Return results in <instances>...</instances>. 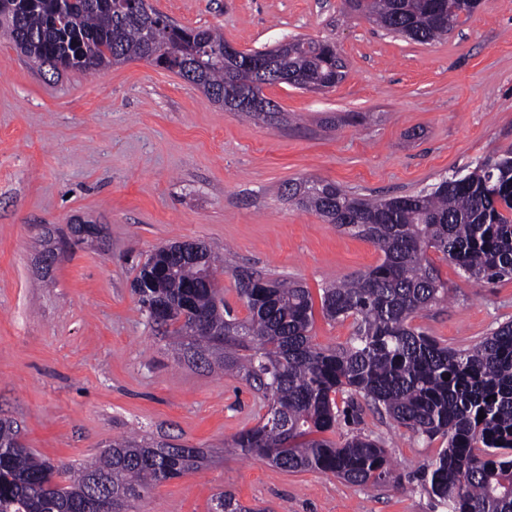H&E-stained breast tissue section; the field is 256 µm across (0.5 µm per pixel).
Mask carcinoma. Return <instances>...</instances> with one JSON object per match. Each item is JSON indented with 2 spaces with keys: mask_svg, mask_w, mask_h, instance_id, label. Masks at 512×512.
<instances>
[{
  "mask_svg": "<svg viewBox=\"0 0 512 512\" xmlns=\"http://www.w3.org/2000/svg\"><path fill=\"white\" fill-rule=\"evenodd\" d=\"M57 0L27 3L3 14V31L26 61L59 76L133 60L150 61L168 45L187 51L164 68L203 90L230 112L268 117L279 108L226 105L229 92L246 99L266 85L320 82L333 87L345 63L333 44L298 37L258 68V51L224 59V35L186 27L141 0H75L56 13ZM481 0H354L349 8L389 33L421 44L438 42L448 28L441 12L466 22ZM288 200L362 237L382 253L374 268L322 289L330 321L353 320L346 343L313 341L314 302L297 282L234 271L236 293L248 316L240 320L218 285V259L176 254L163 247L150 258L163 270L161 287L138 301L152 317L162 302L176 312L160 322L182 340L183 358L241 375L262 394L266 414L242 431L234 448L287 472L319 471L351 484L384 486L392 461L378 441L356 433L338 443L340 416L362 405L385 411L398 425L429 440L442 439L422 470L425 490L442 512H512V321L470 348L440 345L413 321L448 295L428 252L439 253L476 281L512 279V149L472 171L441 180L431 190L389 199L359 198L334 183L288 184ZM205 319L213 332L195 331ZM348 393L339 408L336 395ZM359 396L364 404L354 397ZM485 418L478 419L479 412ZM199 448L112 442L85 464H53L19 444L16 421L0 419V512H130L157 486L197 472ZM214 512H253L234 493L216 498Z\"/></svg>",
  "mask_w": 512,
  "mask_h": 512,
  "instance_id": "1",
  "label": "carcinoma"
}]
</instances>
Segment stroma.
Wrapping results in <instances>:
<instances>
[{"label": "stroma", "instance_id": "obj_1", "mask_svg": "<svg viewBox=\"0 0 512 512\" xmlns=\"http://www.w3.org/2000/svg\"><path fill=\"white\" fill-rule=\"evenodd\" d=\"M150 3L243 52L331 41L346 76L320 93L264 87L280 110L250 119L143 61L52 77L0 36V418L54 463L80 464L127 436L208 453L136 512H211L227 489L255 512H440L421 471L441 440L374 410L340 420L335 438L379 441L395 483L359 486L241 455L231 442L264 415L260 393L184 360L131 285L155 249L198 240L223 257L218 282L243 319L236 268L298 281L317 298L375 267L372 243L289 202L283 185L322 180L389 198L511 149L512 0H484L432 44L379 29L344 0ZM78 223L96 234L45 266L46 245ZM433 261L448 299L416 318L428 336L466 349L512 319V280L476 282Z\"/></svg>", "mask_w": 512, "mask_h": 512}]
</instances>
